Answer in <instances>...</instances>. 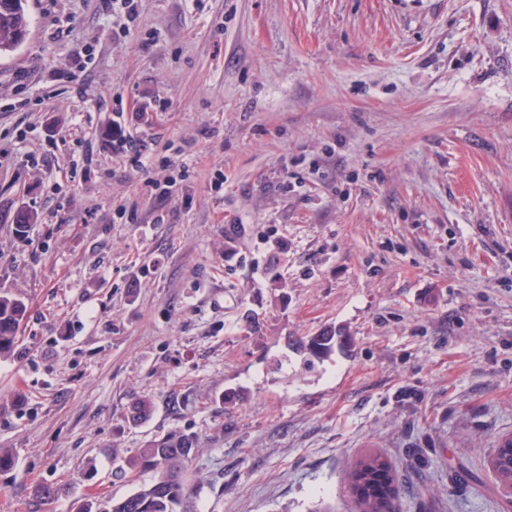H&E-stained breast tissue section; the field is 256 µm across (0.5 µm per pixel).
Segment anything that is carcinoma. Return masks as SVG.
Instances as JSON below:
<instances>
[{
    "mask_svg": "<svg viewBox=\"0 0 512 512\" xmlns=\"http://www.w3.org/2000/svg\"><path fill=\"white\" fill-rule=\"evenodd\" d=\"M30 20L22 0H0V56L16 50L25 39ZM25 304L0 293V356L14 348L21 324L26 318ZM343 332L312 336L307 343L309 354L319 357L332 351ZM197 438L191 434H174L149 442L136 454L124 459L130 471L155 472L154 480L134 493L112 503L111 512H177L186 495L181 474L191 460ZM352 491L364 512H389L394 495L389 462L380 455L360 459L349 476Z\"/></svg>",
    "mask_w": 512,
    "mask_h": 512,
    "instance_id": "carcinoma-1",
    "label": "carcinoma"
}]
</instances>
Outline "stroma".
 I'll return each mask as SVG.
<instances>
[{"label":"stroma","mask_w":512,"mask_h":512,"mask_svg":"<svg viewBox=\"0 0 512 512\" xmlns=\"http://www.w3.org/2000/svg\"><path fill=\"white\" fill-rule=\"evenodd\" d=\"M26 8L0 141L50 164L0 163V292L27 307L0 512H108L153 479L124 458L174 432L198 438L186 512H360L369 455L392 512H505L512 0ZM333 327L349 348L306 365ZM349 482L365 512H389L394 488L391 467L384 457L372 455L360 459L350 473Z\"/></svg>","instance_id":"35a3bbf8"}]
</instances>
